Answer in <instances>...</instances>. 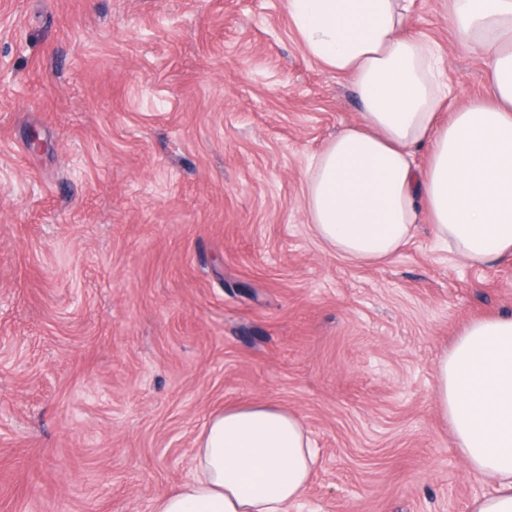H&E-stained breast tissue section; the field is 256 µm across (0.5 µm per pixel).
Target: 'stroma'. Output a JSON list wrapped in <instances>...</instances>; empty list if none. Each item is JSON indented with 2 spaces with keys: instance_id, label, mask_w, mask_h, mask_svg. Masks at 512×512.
<instances>
[{
  "instance_id": "stroma-1",
  "label": "stroma",
  "mask_w": 512,
  "mask_h": 512,
  "mask_svg": "<svg viewBox=\"0 0 512 512\" xmlns=\"http://www.w3.org/2000/svg\"><path fill=\"white\" fill-rule=\"evenodd\" d=\"M288 0H0V512H153L209 416L271 402L318 457L290 512H469L434 363L511 273L428 221L386 264L313 234L309 160L359 119ZM450 118L490 97L443 0ZM38 148H31V141Z\"/></svg>"
}]
</instances>
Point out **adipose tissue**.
<instances>
[{
  "label": "adipose tissue",
  "mask_w": 512,
  "mask_h": 512,
  "mask_svg": "<svg viewBox=\"0 0 512 512\" xmlns=\"http://www.w3.org/2000/svg\"><path fill=\"white\" fill-rule=\"evenodd\" d=\"M412 2L288 0L309 52L351 79L363 107L309 161L312 231L344 259L381 264L424 217L461 262L512 267V0H448L459 44L487 59L493 102L445 124V59L406 35ZM435 396L470 476L492 488L471 512H512V315L464 326L435 366ZM316 455L296 414L270 402L225 407L198 438L190 479L154 512H288Z\"/></svg>",
  "instance_id": "adipose-tissue-1"
}]
</instances>
